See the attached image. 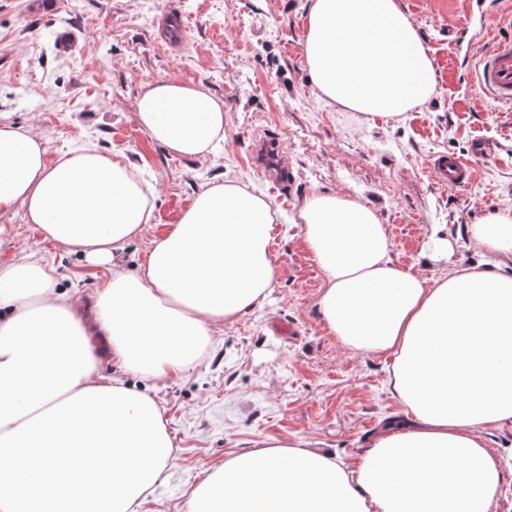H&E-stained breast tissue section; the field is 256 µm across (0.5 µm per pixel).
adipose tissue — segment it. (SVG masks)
<instances>
[{
  "mask_svg": "<svg viewBox=\"0 0 512 512\" xmlns=\"http://www.w3.org/2000/svg\"><path fill=\"white\" fill-rule=\"evenodd\" d=\"M321 100L397 119L436 94L432 60L399 0H310L304 31ZM137 117L171 154L224 139V103L175 79L147 83ZM22 207L44 237L109 265L150 224L137 164L88 146L47 162L43 141L0 123V213ZM276 212L220 181L154 240L137 273L111 269L89 303L55 291L46 265L0 271V512H139L166 478L173 442L147 394L100 372L152 380L194 368L217 327L261 307ZM322 273L317 310L342 345L388 356L407 421L348 461L299 442L235 451L186 512H490L503 481L484 434L512 421V209L471 225L489 265L430 280L391 257L374 206L315 192L294 220Z\"/></svg>",
  "mask_w": 512,
  "mask_h": 512,
  "instance_id": "ef3b65f1",
  "label": "adipose tissue"
}]
</instances>
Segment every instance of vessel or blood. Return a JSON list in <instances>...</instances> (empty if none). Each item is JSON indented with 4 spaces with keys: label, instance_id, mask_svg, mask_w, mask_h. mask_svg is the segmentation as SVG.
<instances>
[{
    "label": "vessel or blood",
    "instance_id": "vessel-or-blood-1",
    "mask_svg": "<svg viewBox=\"0 0 512 512\" xmlns=\"http://www.w3.org/2000/svg\"><path fill=\"white\" fill-rule=\"evenodd\" d=\"M499 32L472 71L474 85L492 101L512 104V14L497 19ZM440 182L451 188L466 187L473 179L472 168L460 158L438 159Z\"/></svg>",
    "mask_w": 512,
    "mask_h": 512
}]
</instances>
